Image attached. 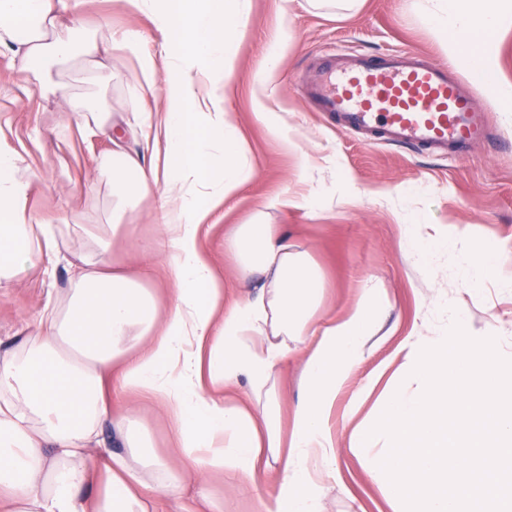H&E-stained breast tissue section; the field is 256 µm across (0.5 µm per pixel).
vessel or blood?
Listing matches in <instances>:
<instances>
[{
  "instance_id": "obj_1",
  "label": "vessel or blood",
  "mask_w": 512,
  "mask_h": 512,
  "mask_svg": "<svg viewBox=\"0 0 512 512\" xmlns=\"http://www.w3.org/2000/svg\"><path fill=\"white\" fill-rule=\"evenodd\" d=\"M310 94L337 126L364 134L367 144L462 157L487 134L486 112L447 67L397 51L358 56L340 65L325 54Z\"/></svg>"
}]
</instances>
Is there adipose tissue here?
<instances>
[{
  "mask_svg": "<svg viewBox=\"0 0 512 512\" xmlns=\"http://www.w3.org/2000/svg\"><path fill=\"white\" fill-rule=\"evenodd\" d=\"M249 0H130L150 15L162 39L153 52L132 29L88 28L66 0H0V47L18 56L39 86L69 98L51 70L80 59L104 69L113 49L137 63L159 105L117 115L93 97L80 130L111 135L113 150L97 170L111 206L91 248L71 265L62 303L46 304L31 335L0 350V512H146L141 492L196 487L206 512H224L206 484L227 474L257 485L282 450L277 490L259 494L257 512H320L325 479L336 473L329 417L339 393L378 346L388 299L366 284L342 318L322 320L325 279L309 251L257 210L224 235L238 274L257 291L225 301L201 249L204 225L254 176L248 150L224 110L236 61V34ZM426 23L445 41L448 59L481 86L500 111L512 112V84L496 70L497 34L512 26V0H430ZM164 142L163 164L146 163ZM0 142V284L60 255L77 225L51 224L28 207L31 177ZM158 194L160 247L172 297L160 303L145 277L110 269L113 238L132 236L126 218ZM304 361L305 395L290 434L279 421L277 376L293 356ZM247 379L244 397L229 396ZM162 404L188 466L153 450L136 412L118 417L107 384ZM116 428L129 455L104 447ZM97 484L93 496L83 489Z\"/></svg>",
  "mask_w": 512,
  "mask_h": 512,
  "instance_id": "1",
  "label": "adipose tissue"
}]
</instances>
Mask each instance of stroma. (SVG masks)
<instances>
[{"label": "stroma", "mask_w": 512, "mask_h": 512, "mask_svg": "<svg viewBox=\"0 0 512 512\" xmlns=\"http://www.w3.org/2000/svg\"><path fill=\"white\" fill-rule=\"evenodd\" d=\"M424 7V0H364L355 15L342 18L310 10L305 0H249L247 20L237 35L236 66L227 76L231 95L224 109L240 130L255 170L252 181L202 235L227 297L239 298L253 285L238 279L224 253V234L265 205L270 223L283 225L322 268L325 317L346 314L359 288L371 279L389 300L379 319L383 341L378 351L361 363L336 400L330 420L337 441L336 476L325 483L322 512H393L389 497L367 479L347 440L374 412L386 387L394 386L401 343L411 336L439 340L445 321L438 300L463 308L474 336H495L503 351L512 353V293L500 286L501 280L512 279V116L496 111L484 89L473 86L493 135L473 145L465 158L438 159L409 148L366 144L362 134L337 128L316 111L305 91L329 50L380 54L408 49L424 62L447 63L438 36L423 20ZM77 16L92 24L140 30L152 51L161 49L149 16L126 0H83ZM281 29L287 44L266 93L260 67ZM106 98L115 112L136 103L156 106L134 62L119 51L112 54ZM64 116L57 95L33 85L8 54L0 53V138L20 155L21 167L35 175L29 206L38 217H72L86 227L66 238L64 257L52 274L36 268L0 287V342L6 344L32 331L34 316L47 301L64 297L68 265L90 246L88 232L104 223L109 207L108 197L96 186L95 168L97 157L111 152L112 143L102 136L85 138L76 130L58 139ZM275 122L291 127L298 148L284 146L274 135ZM349 187L356 198L346 203L342 197ZM283 195L295 198V205L271 207V200ZM413 224L434 225L448 238V252H432L422 269L415 267L405 246ZM485 253L497 254L499 263L492 275L477 282L470 263ZM112 259L124 269L151 265L150 286L159 302L168 301L171 289L161 255L138 251L120 239ZM368 383L373 389L367 394L363 387ZM112 408L118 414L138 411L158 453L185 464L184 455L171 445L170 421L162 408L132 395L113 400ZM276 483L273 474L261 486L218 477L208 490L223 501L224 512H256L258 494Z\"/></svg>", "instance_id": "obj_1"}]
</instances>
